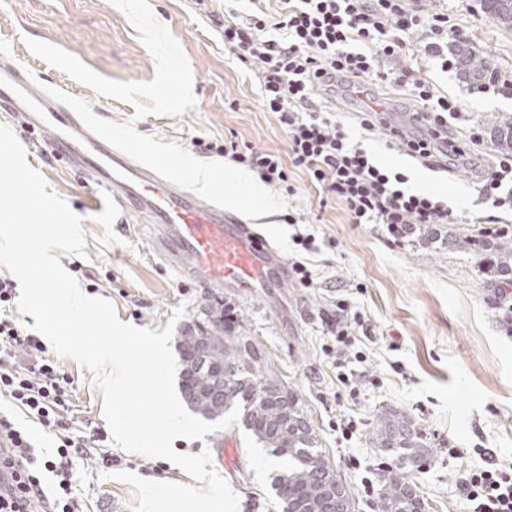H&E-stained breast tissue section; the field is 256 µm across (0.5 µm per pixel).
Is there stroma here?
<instances>
[{
  "mask_svg": "<svg viewBox=\"0 0 512 512\" xmlns=\"http://www.w3.org/2000/svg\"><path fill=\"white\" fill-rule=\"evenodd\" d=\"M154 19L181 46L193 72L196 103L180 116L136 117L132 104L97 95L64 71L35 56L27 46L35 40L57 46L103 77L117 81H149L154 60L129 17L110 0H0V53L27 69L42 85L88 102L105 120H134L136 130L165 143H175L204 161L220 153L203 144L244 141L263 151L287 154V136L274 114L263 111L250 71L224 48L225 10L247 7L245 0H149ZM426 14L447 12L459 27L460 39L492 57L502 78L512 77V30L483 13L477 0H417ZM407 65L433 82L441 93L456 97L470 125L490 130L493 122L512 117V89L481 91L463 82L455 70L409 50ZM369 97L336 95V118L349 137L362 142L374 158L400 168L407 187L447 199L466 224L512 212H494L479 191L482 169L466 164L452 172L431 171L418 161L387 150L383 130L364 131L355 117L364 105L392 112H412L418 105L392 85L368 84ZM23 146L28 164L46 180L80 218L85 256L62 250L55 257L89 296L111 300L121 321L162 331L177 307L183 322L194 320L207 305L205 288L180 280L151 248L146 219L118 203L96 205L88 182L65 160L55 158L47 137L30 130L20 118L0 112ZM296 193L285 210L256 218L257 230L278 247L288 263L304 262L322 280L305 288L289 281L265 297H241L225 291L229 316L263 346L287 386L301 398L313 425L318 447L352 493L355 512H376L363 492V477L379 478V463L394 467L395 451L369 442L376 411L391 407L407 414L421 429L426 462L402 469L426 503L425 512H458L455 475L463 463L448 457L449 446L487 448L512 461V329L501 309L512 282L493 284L478 270V259L438 245L390 241L383 225L353 224L340 201L318 204L317 189L307 176L291 171ZM304 217L291 226L289 215ZM311 233L316 249L304 251L295 233ZM347 300L373 325L374 340L357 338L355 363L366 382L350 390L337 378L325 352L332 339L330 320L339 317V300ZM46 358L61 364L71 379L64 418L77 435L109 433L103 396L93 373L76 359L46 346ZM356 420L357 431L343 439L340 420ZM180 453L209 449L216 471L239 497L238 512H280L271 486L282 459L262 448L241 425L219 429L202 440L175 439ZM111 456L103 466L102 456ZM74 495L82 512H133L139 497L130 485L108 479L107 471L128 470L142 478L193 485L182 469L163 459L130 453L105 441L91 453L73 457Z\"/></svg>",
  "mask_w": 512,
  "mask_h": 512,
  "instance_id": "1",
  "label": "stroma"
}]
</instances>
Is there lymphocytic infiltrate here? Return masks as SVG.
I'll return each mask as SVG.
<instances>
[{
    "instance_id": "lymphocytic-infiltrate-1",
    "label": "lymphocytic infiltrate",
    "mask_w": 512,
    "mask_h": 512,
    "mask_svg": "<svg viewBox=\"0 0 512 512\" xmlns=\"http://www.w3.org/2000/svg\"><path fill=\"white\" fill-rule=\"evenodd\" d=\"M246 18L228 13L224 47L253 72L260 87V105L275 114L288 138V153L262 152L246 142L224 143L226 156L256 172L266 184L293 193L290 169H297L318 189L320 206L342 202L354 224H381L391 240L404 242L409 224H456L460 218L447 202L406 189L404 173L378 163L361 143L352 141L333 113L316 102L317 94L335 95L345 83L373 78L399 87L418 103L425 115L419 131L386 127L389 149L416 158L433 169H447L466 157L469 145L482 133L469 128L464 138L449 137V120H462L463 109L441 94L403 62L410 39L424 37V51L452 63L444 46L458 30L444 13L422 15L408 0H282L277 17H270L267 0H249ZM483 189L491 205L512 211V153L496 158ZM14 283L0 278V393L36 419L54 436L52 453L39 456L27 433L0 415V439L9 445L12 492L0 495V512H30L33 501L43 512H79L73 495L71 459L101 441V434L75 436L61 415L70 379L55 361L43 358V346L22 333L7 318L15 299ZM30 357L18 369L16 350ZM479 464L460 469L456 488L462 512H512V462L478 449ZM56 476L53 496H46L42 473Z\"/></svg>"
}]
</instances>
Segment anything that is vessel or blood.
<instances>
[{"instance_id":"1","label":"vessel or blood","mask_w":512,"mask_h":512,"mask_svg":"<svg viewBox=\"0 0 512 512\" xmlns=\"http://www.w3.org/2000/svg\"><path fill=\"white\" fill-rule=\"evenodd\" d=\"M0 112L50 131L52 154L84 170L99 200L124 204L154 224L153 251L183 281L213 292L231 288L258 296L291 279L288 262L238 213L133 164L6 55L0 56Z\"/></svg>"}]
</instances>
